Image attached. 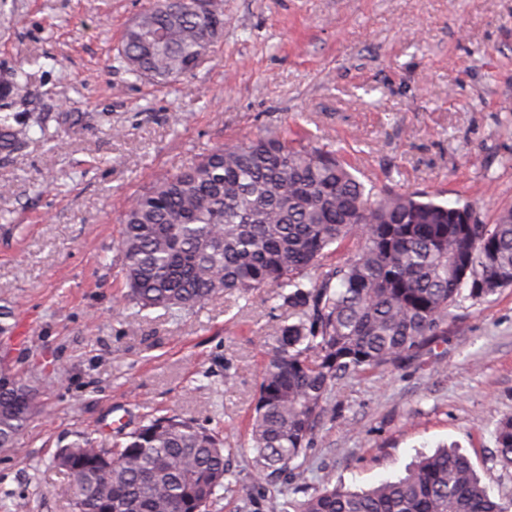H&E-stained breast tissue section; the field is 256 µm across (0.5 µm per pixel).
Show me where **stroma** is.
<instances>
[{"label": "stroma", "mask_w": 512, "mask_h": 512, "mask_svg": "<svg viewBox=\"0 0 512 512\" xmlns=\"http://www.w3.org/2000/svg\"><path fill=\"white\" fill-rule=\"evenodd\" d=\"M150 4L0 0V78L27 74L14 109L32 127L25 148L0 154V304L50 384L44 414L0 453V504L73 512L71 478L50 465L60 442L173 413L224 439L231 477L209 512L368 488L452 444L512 501V469L491 461L512 415V288L457 309L432 353L341 380L296 472L259 482L247 424L287 309L219 295L176 316L136 312L117 249L129 196L265 132L308 133L343 149L365 184L467 202L491 221L512 204V0H224L221 42L167 82L117 57Z\"/></svg>", "instance_id": "1"}]
</instances>
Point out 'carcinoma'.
<instances>
[{"label": "carcinoma", "instance_id": "1", "mask_svg": "<svg viewBox=\"0 0 512 512\" xmlns=\"http://www.w3.org/2000/svg\"><path fill=\"white\" fill-rule=\"evenodd\" d=\"M224 34V0H153L123 35L119 58L138 78L177 81ZM25 85L0 82V154L23 144L8 111ZM118 241L138 311H190L224 293H265L288 308L256 387L250 451L259 480L295 469L331 392L360 371L397 366L442 343L453 310L512 288V204L484 222L469 205L366 187L340 151L273 135L215 148L130 198ZM343 263L322 259L346 240ZM10 307L0 306V452L17 447L47 386L23 376ZM492 461L512 467V416ZM73 477V512H209L227 469L219 434L179 414L153 417L115 442L78 434L54 453ZM273 512H512L492 499L456 448L421 457L370 489L335 485Z\"/></svg>", "mask_w": 512, "mask_h": 512}]
</instances>
